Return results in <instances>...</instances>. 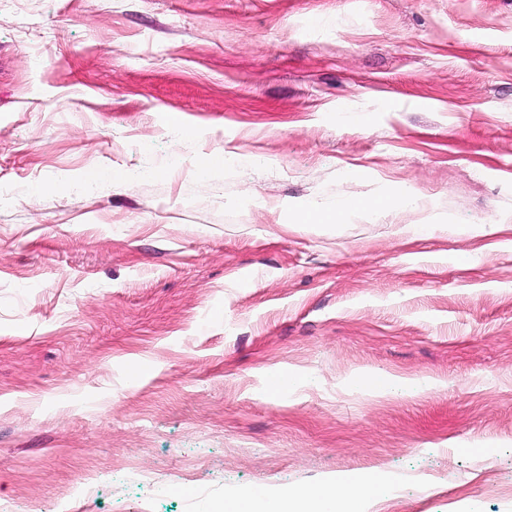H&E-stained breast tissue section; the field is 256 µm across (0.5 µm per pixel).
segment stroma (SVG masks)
I'll use <instances>...</instances> for the list:
<instances>
[{
  "mask_svg": "<svg viewBox=\"0 0 512 512\" xmlns=\"http://www.w3.org/2000/svg\"><path fill=\"white\" fill-rule=\"evenodd\" d=\"M371 475L512 512V0H0V506ZM371 206L373 205L369 204L367 201L353 200L345 203L342 209L338 212L331 215H326L319 208L311 205L304 208L297 214L296 222L300 224H325L335 221L336 218H339L346 212H360Z\"/></svg>",
  "mask_w": 512,
  "mask_h": 512,
  "instance_id": "1",
  "label": "stroma"
}]
</instances>
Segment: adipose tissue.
Masks as SVG:
<instances>
[{
    "label": "adipose tissue",
    "instance_id": "adipose-tissue-1",
    "mask_svg": "<svg viewBox=\"0 0 512 512\" xmlns=\"http://www.w3.org/2000/svg\"><path fill=\"white\" fill-rule=\"evenodd\" d=\"M378 487L377 479L350 481L344 495H337L332 484L325 483L309 490L305 496L288 503H271L251 494L227 499L214 506L215 512H354L355 507Z\"/></svg>",
    "mask_w": 512,
    "mask_h": 512
}]
</instances>
